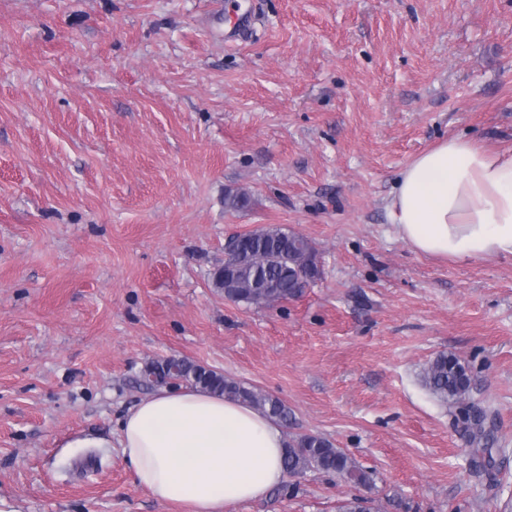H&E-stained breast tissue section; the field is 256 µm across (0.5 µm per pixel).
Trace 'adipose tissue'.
Wrapping results in <instances>:
<instances>
[{"label": "adipose tissue", "instance_id": "ef3b65f1", "mask_svg": "<svg viewBox=\"0 0 512 512\" xmlns=\"http://www.w3.org/2000/svg\"><path fill=\"white\" fill-rule=\"evenodd\" d=\"M386 209L416 253L512 257V151L460 137L440 141L400 172ZM119 429L138 484L190 512H228L284 479L282 426L218 394L160 390L130 408Z\"/></svg>", "mask_w": 512, "mask_h": 512}]
</instances>
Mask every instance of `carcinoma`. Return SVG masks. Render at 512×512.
Here are the masks:
<instances>
[{
	"mask_svg": "<svg viewBox=\"0 0 512 512\" xmlns=\"http://www.w3.org/2000/svg\"><path fill=\"white\" fill-rule=\"evenodd\" d=\"M234 250L243 252L241 260L232 269L217 267L213 285L224 291V298L260 306L268 305L271 298L263 295L253 284L254 272L266 271L276 280L281 294L276 300H288L297 296L306 284L318 276L317 251L302 235L281 227L256 229L243 236ZM177 369V376L192 386L224 393L230 398L245 401L269 416L288 422V407L278 398L245 387L225 377L222 373L207 369L187 359H169L166 371L157 373V364L149 367V373L158 381ZM425 386L439 398L457 405L459 420L469 433L470 441L477 445L475 452L485 464H490L494 444L493 428L486 423V415H480L468 404L473 383L469 368L454 355L440 354L425 369ZM286 474L300 475L308 470L334 473L358 485L369 486L374 482V472L367 471L327 438L315 434L301 435L288 442L283 457Z\"/></svg>",
	"mask_w": 512,
	"mask_h": 512,
	"instance_id": "cac0c4a2",
	"label": "carcinoma"
}]
</instances>
